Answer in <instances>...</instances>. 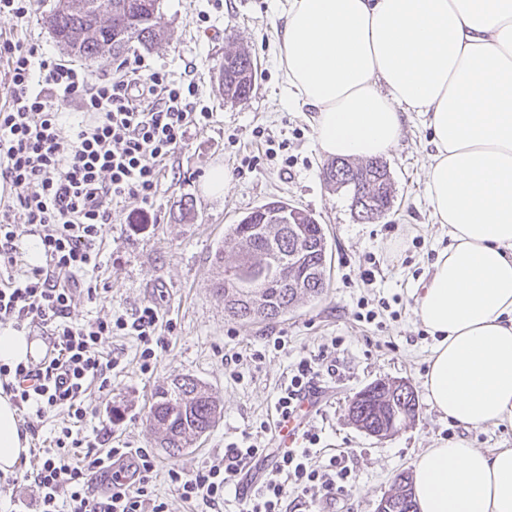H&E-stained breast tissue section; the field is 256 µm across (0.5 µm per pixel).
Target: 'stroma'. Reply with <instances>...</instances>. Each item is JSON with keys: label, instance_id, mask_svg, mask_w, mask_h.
<instances>
[{"label": "stroma", "instance_id": "obj_1", "mask_svg": "<svg viewBox=\"0 0 512 512\" xmlns=\"http://www.w3.org/2000/svg\"><path fill=\"white\" fill-rule=\"evenodd\" d=\"M166 37L158 46L135 48L142 58L172 79L193 72L199 103L212 117L192 131L168 162V175L152 207L117 209L106 228L100 273L107 291L90 302L76 297L73 320L133 317L146 302H156L162 323L171 324L149 371H142L136 337L112 335L103 350L117 358L108 390L92 395L94 413L80 428L86 453L110 448H141L157 461L150 488L170 512H196L175 493L168 471L193 470L222 457L224 444L255 432L260 422H275L273 407L292 364L302 356L335 355L337 374L321 375L322 400L305 426L318 432L331 452L348 448L355 485L350 495L324 505V512H375L396 474L410 470L423 449L467 437L472 447L512 448V422L465 430L429 404L423 387L433 344L414 314L413 288L434 261L440 228L425 197L430 133L421 117L404 123L397 148L385 162L395 187L392 209L382 218L356 220L347 192L328 187L327 165L316 141L313 116L290 98L279 65L277 33L282 25L278 0H161ZM208 22H199V15ZM243 43L256 61L247 102H226L217 76L229 42ZM283 144L266 155L268 143ZM223 166L229 176L223 196L205 195L208 171ZM273 197L312 213L322 224L332 251L330 288L279 321L243 324L224 314L212 290L213 257L229 225ZM188 211H180L182 202ZM374 321L357 319L361 305ZM285 336L286 349L267 342ZM340 346H332V339ZM261 352L252 360L253 352ZM191 375L209 387L223 406L215 427L173 459L156 448L146 416L155 389L175 376ZM403 380L419 401L416 418L379 439L347 417L350 399L376 381Z\"/></svg>", "mask_w": 512, "mask_h": 512}]
</instances>
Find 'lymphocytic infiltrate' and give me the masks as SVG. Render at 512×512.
I'll return each mask as SVG.
<instances>
[{
	"label": "lymphocytic infiltrate",
	"mask_w": 512,
	"mask_h": 512,
	"mask_svg": "<svg viewBox=\"0 0 512 512\" xmlns=\"http://www.w3.org/2000/svg\"><path fill=\"white\" fill-rule=\"evenodd\" d=\"M0 60L7 63L0 99V327H37L53 339L42 368L0 364V390L20 411L67 418L54 438L55 454L31 449L29 469L7 481L37 487V512H169L166 502L150 495L155 458L148 452L111 448L86 454L79 465L65 461L67 449L78 445L75 429L92 412V389L110 382L105 340L120 333L137 337L142 365L150 367L163 342L158 307L146 304L129 319L75 322L70 314L76 294L92 302L105 291L100 243L113 205L151 207L167 161L211 114L198 105L195 78L169 79L141 59L123 64L118 75L96 77L47 57L38 46L0 36ZM70 108L86 113L89 123L63 126L61 114ZM23 224L35 228L44 262L20 279L14 271L23 257ZM336 370L323 359L300 357L274 403L277 418L295 415L315 378ZM302 438L304 447L274 453L255 440L230 442L219 460L192 472L171 468L169 477L181 499L205 512L223 503L237 476L260 462L265 468L242 512H288L292 491L313 504L349 495V451L315 468L310 458L320 436L306 430ZM95 482L104 491L92 497L88 488Z\"/></svg>",
	"instance_id": "f902f5d3"
}]
</instances>
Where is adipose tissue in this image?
Returning a JSON list of instances; mask_svg holds the SVG:
<instances>
[{"label": "adipose tissue", "instance_id": "1", "mask_svg": "<svg viewBox=\"0 0 512 512\" xmlns=\"http://www.w3.org/2000/svg\"><path fill=\"white\" fill-rule=\"evenodd\" d=\"M279 63L324 157L389 155L404 115L424 116L426 196L449 239L414 296L426 397L467 430L512 420V0H287ZM29 443L0 394V472ZM412 487L419 512H512V448L426 449Z\"/></svg>", "mask_w": 512, "mask_h": 512}]
</instances>
